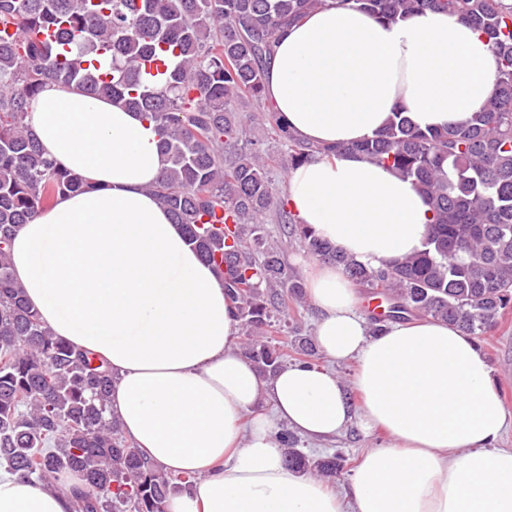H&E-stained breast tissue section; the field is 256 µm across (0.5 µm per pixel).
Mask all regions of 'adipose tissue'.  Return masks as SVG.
<instances>
[{"instance_id":"1","label":"adipose tissue","mask_w":512,"mask_h":512,"mask_svg":"<svg viewBox=\"0 0 512 512\" xmlns=\"http://www.w3.org/2000/svg\"><path fill=\"white\" fill-rule=\"evenodd\" d=\"M498 60L466 23L428 11L377 19L329 6L277 36L265 96L300 138L348 144L392 113L421 129L464 121L492 94ZM26 122L44 154L88 177L13 238L11 273L42 321L116 377L108 416L187 493L167 512H512V428L476 342L429 318L370 325L344 271L315 261L314 341L355 360L350 385L292 363L258 375L238 344L221 281L147 193L160 138L144 116L74 88L46 85ZM287 203L316 236L372 268L422 250L433 213L411 180L354 154L318 156L287 176ZM377 433L338 496L284 462L280 428L319 442L352 421ZM0 470V512H71L68 488Z\"/></svg>"}]
</instances>
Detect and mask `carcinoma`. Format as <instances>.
<instances>
[{"instance_id": "carcinoma-1", "label": "carcinoma", "mask_w": 512, "mask_h": 512, "mask_svg": "<svg viewBox=\"0 0 512 512\" xmlns=\"http://www.w3.org/2000/svg\"><path fill=\"white\" fill-rule=\"evenodd\" d=\"M377 19L442 11L488 39L499 60L491 98L464 122L423 131L402 112L374 136L326 147L288 133L291 169L316 155L349 151L412 180L434 215L422 252L373 269L336 252L297 223L265 172L267 154L238 149L246 135L238 101L264 96V61L284 26L328 0H0V463L47 487L74 474L75 512H166L168 496L194 476L149 462L106 415L110 367L54 335L10 272L8 245L20 228L91 181L46 158L25 123L48 83L74 86L141 112L160 134L164 166L149 192L180 224L238 303L243 355L263 374L307 362L311 338L281 330L272 312L304 298L303 285L266 243L275 213L311 257L343 267L385 302L373 324L432 318L470 336L512 307V10L500 0H335ZM54 31L55 41L41 39ZM288 465L333 480L339 454L307 455L281 430Z\"/></svg>"}]
</instances>
